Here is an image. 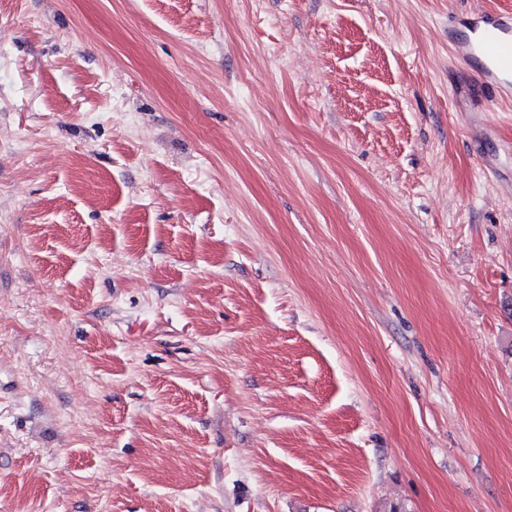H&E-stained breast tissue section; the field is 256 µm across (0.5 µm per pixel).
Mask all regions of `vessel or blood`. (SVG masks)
<instances>
[{
  "label": "vessel or blood",
  "instance_id": "1",
  "mask_svg": "<svg viewBox=\"0 0 512 512\" xmlns=\"http://www.w3.org/2000/svg\"><path fill=\"white\" fill-rule=\"evenodd\" d=\"M453 50L459 59L476 62L481 83L512 100L511 14L478 12L470 35L454 42Z\"/></svg>",
  "mask_w": 512,
  "mask_h": 512
}]
</instances>
